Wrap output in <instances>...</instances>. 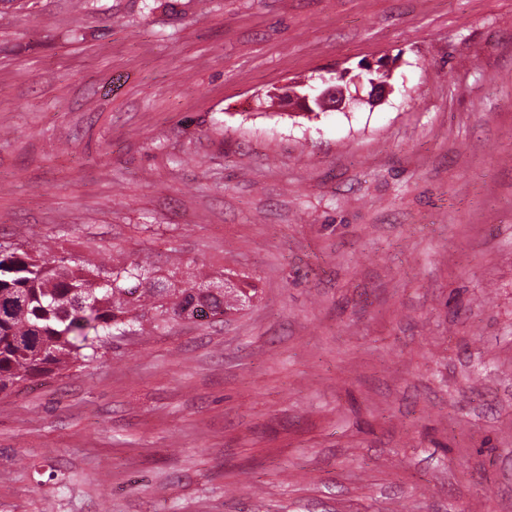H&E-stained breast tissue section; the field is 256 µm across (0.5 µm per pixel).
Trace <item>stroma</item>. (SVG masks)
Instances as JSON below:
<instances>
[{"instance_id": "stroma-1", "label": "stroma", "mask_w": 512, "mask_h": 512, "mask_svg": "<svg viewBox=\"0 0 512 512\" xmlns=\"http://www.w3.org/2000/svg\"><path fill=\"white\" fill-rule=\"evenodd\" d=\"M3 240L259 295L0 392V512H512V0H0ZM324 87L316 90L310 95V93L302 94L295 90L296 86H290L289 90L278 95L283 99L288 100L289 105L295 106L297 112H310L311 104L310 100H315L321 111H346L349 107L347 101V85L337 84L333 82V79L322 80Z\"/></svg>"}]
</instances>
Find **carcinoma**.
Returning <instances> with one entry per match:
<instances>
[{
	"label": "carcinoma",
	"mask_w": 512,
	"mask_h": 512,
	"mask_svg": "<svg viewBox=\"0 0 512 512\" xmlns=\"http://www.w3.org/2000/svg\"><path fill=\"white\" fill-rule=\"evenodd\" d=\"M257 295L230 271L214 281L158 276L143 261L84 268L73 258L0 244V390L50 374L73 358L94 360L110 339L141 336L171 320L229 316Z\"/></svg>",
	"instance_id": "1"
}]
</instances>
